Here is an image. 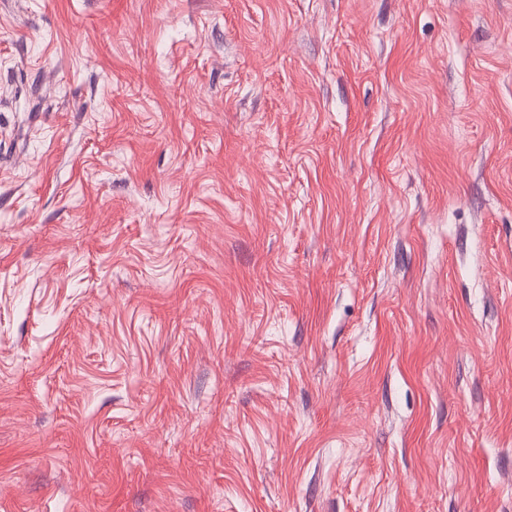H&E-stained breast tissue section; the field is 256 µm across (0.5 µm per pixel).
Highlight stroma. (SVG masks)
<instances>
[{
    "label": "stroma",
    "instance_id": "obj_1",
    "mask_svg": "<svg viewBox=\"0 0 512 512\" xmlns=\"http://www.w3.org/2000/svg\"><path fill=\"white\" fill-rule=\"evenodd\" d=\"M0 512H512V0H0Z\"/></svg>",
    "mask_w": 512,
    "mask_h": 512
}]
</instances>
